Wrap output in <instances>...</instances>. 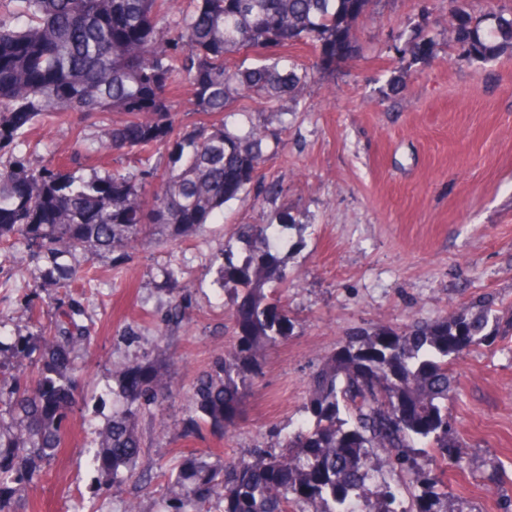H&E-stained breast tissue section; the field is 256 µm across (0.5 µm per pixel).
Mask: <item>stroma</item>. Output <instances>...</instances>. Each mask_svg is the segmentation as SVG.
<instances>
[{
	"label": "stroma",
	"instance_id": "35a3bbf8",
	"mask_svg": "<svg viewBox=\"0 0 512 512\" xmlns=\"http://www.w3.org/2000/svg\"><path fill=\"white\" fill-rule=\"evenodd\" d=\"M448 0H374L357 24L361 53L319 82L269 105L242 98L234 122L275 133L262 172L267 193L229 202L223 216L182 239L156 235L122 253L76 256L92 281H74L89 336L79 353L78 403L58 457L25 488L29 512H158L181 456L212 451L231 462L273 448L307 418L308 381L355 327L401 328L450 314L483 296L512 305V52L484 65L448 41ZM438 20L433 54L412 65L403 89L389 81L399 51L424 18ZM94 135L77 112L25 134L33 160L75 157L81 176L131 170L133 157L87 155L71 130ZM288 229L279 292L292 320L269 349L246 416L217 435L190 431L191 386L234 336L232 291L216 283L215 259L241 224ZM175 274L180 296L165 288ZM56 290L25 253L0 257V341L35 334L28 306L56 313ZM181 302L185 315L173 319ZM164 361L172 390L141 413L147 475L102 481L88 449L112 415L114 365ZM449 403L459 464L448 466L449 512H506L512 496V335L468 351L453 371Z\"/></svg>",
	"mask_w": 512,
	"mask_h": 512
}]
</instances>
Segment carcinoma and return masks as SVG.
Listing matches in <instances>:
<instances>
[{
    "label": "carcinoma",
    "instance_id": "cac0c4a2",
    "mask_svg": "<svg viewBox=\"0 0 512 512\" xmlns=\"http://www.w3.org/2000/svg\"><path fill=\"white\" fill-rule=\"evenodd\" d=\"M0 11V244L20 243L30 259L58 273L77 250L123 252L163 228L193 235L224 205L265 186L259 169L266 131H232L224 116L238 99L268 103L289 96L317 74L359 57L357 21L372 0H189L192 9L158 26L168 0H3ZM449 0V41L464 59L486 64L512 50V13L474 16ZM313 47L309 68L282 52ZM434 41L420 25L410 40L415 58ZM261 50L263 62L244 66L232 56ZM190 90L202 121L176 129L171 92ZM96 116L100 136L89 148L138 157L136 171L88 177L52 165L35 168L17 152L20 135L52 115ZM173 145L172 166L157 172L153 150ZM283 224H246L233 234L218 265V282L234 292V339L192 386L191 423L217 433L243 418L266 351L290 336L292 321L271 314L278 301L267 286L288 282L273 232ZM18 336L12 361L0 359V512H20L18 493L64 446L75 402L76 353L82 326L70 313ZM512 331V307L483 297L450 315L391 327L350 331L309 382L307 423L278 442L281 452L215 464L209 452L182 456L164 512H352L369 483L378 512L399 507L386 475L420 477L415 448L432 450L435 472L421 482L416 512H446L443 480L459 445L448 439L450 365L470 350ZM119 405L98 434L91 462L106 479L145 466L138 421L169 392L163 361L115 369Z\"/></svg>",
    "mask_w": 512,
    "mask_h": 512
}]
</instances>
